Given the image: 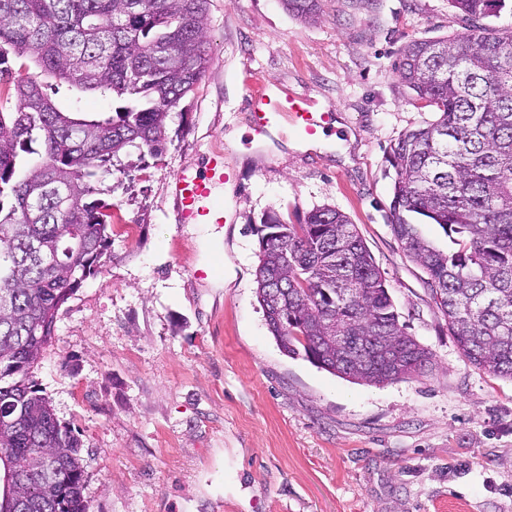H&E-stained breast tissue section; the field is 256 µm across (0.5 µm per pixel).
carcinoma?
I'll return each instance as SVG.
<instances>
[{"label":"carcinoma","instance_id":"carcinoma-1","mask_svg":"<svg viewBox=\"0 0 512 512\" xmlns=\"http://www.w3.org/2000/svg\"><path fill=\"white\" fill-rule=\"evenodd\" d=\"M466 23L452 38L417 39L395 70L433 122L390 147L391 226L462 355L512 379V31L486 19L505 0H451ZM316 21L321 0H284ZM206 0H0V80L9 56L118 103L108 116L60 111L38 78L14 83L0 112V471L27 475L22 512H89L81 443L60 425L32 369L58 311L112 246V204L92 198L129 147L162 153L171 112L212 58ZM439 225L452 248L424 239ZM260 233L257 298L291 357L354 383L422 372L431 353L399 322L379 268L343 213L301 224L274 215ZM51 258H35L32 245Z\"/></svg>","mask_w":512,"mask_h":512}]
</instances>
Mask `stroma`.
I'll return each mask as SVG.
<instances>
[{
  "label": "stroma",
  "mask_w": 512,
  "mask_h": 512,
  "mask_svg": "<svg viewBox=\"0 0 512 512\" xmlns=\"http://www.w3.org/2000/svg\"><path fill=\"white\" fill-rule=\"evenodd\" d=\"M313 24L283 0H208L212 66L169 119L160 157L101 184L112 247L60 308L32 376L81 442L89 512H512V380L460 353L390 224L385 157L435 120L394 64L414 39L452 37L450 0H323ZM332 105L349 149L246 137L244 86ZM239 133L229 141V133ZM223 150L235 168L224 226L176 221L171 183ZM328 207L379 268L423 373L358 384L289 357L257 298V227ZM211 265L213 279L193 268Z\"/></svg>",
  "instance_id": "stroma-1"
}]
</instances>
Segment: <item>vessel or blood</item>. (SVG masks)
Listing matches in <instances>:
<instances>
[{
  "instance_id": "obj_1",
  "label": "vessel or blood",
  "mask_w": 512,
  "mask_h": 512,
  "mask_svg": "<svg viewBox=\"0 0 512 512\" xmlns=\"http://www.w3.org/2000/svg\"><path fill=\"white\" fill-rule=\"evenodd\" d=\"M244 96L251 108L252 140H260L280 121H289L302 137L324 132L334 119L329 108L314 109L302 95H273L264 81H248ZM234 176L224 155L212 153L203 170L182 169L176 173L171 190L177 201L178 221L182 224H220L224 221V204L216 191Z\"/></svg>"
}]
</instances>
